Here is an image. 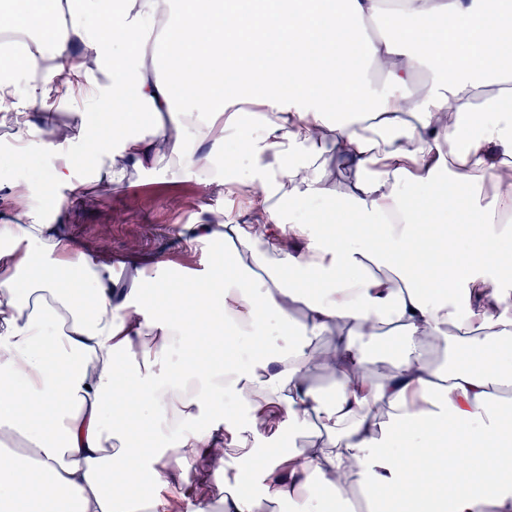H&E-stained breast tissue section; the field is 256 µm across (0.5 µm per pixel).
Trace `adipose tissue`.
<instances>
[{
  "mask_svg": "<svg viewBox=\"0 0 512 512\" xmlns=\"http://www.w3.org/2000/svg\"><path fill=\"white\" fill-rule=\"evenodd\" d=\"M58 5L0 11L32 35L22 62L0 64V123L25 134L29 107L57 93L16 86L52 50L87 106L124 113L109 182L161 153L206 170L233 139L252 172L214 184L261 222L200 221L185 246L225 245L207 280L142 268L124 292L111 263L40 211L0 225V512H211L192 466L230 447L256 466L225 470L221 512H353L359 498L369 512H512L504 0H68L62 26ZM160 15L164 42L152 44L145 21ZM377 22L385 34L367 38ZM164 44L178 50L171 72ZM88 53L105 61L106 85ZM145 106L185 118L147 127ZM301 201L326 204L349 231L287 216ZM444 209L461 210V235L438 229ZM272 316L277 341L261 333ZM220 332L250 339V358L172 364ZM386 336L396 353H372ZM314 368L331 395L310 385ZM228 391L240 418L224 410ZM134 400L148 421L129 414ZM310 423L301 448L258 445Z\"/></svg>",
  "mask_w": 512,
  "mask_h": 512,
  "instance_id": "ef3b65f1",
  "label": "adipose tissue"
}]
</instances>
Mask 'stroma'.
<instances>
[{"instance_id": "35a3bbf8", "label": "stroma", "mask_w": 512, "mask_h": 512, "mask_svg": "<svg viewBox=\"0 0 512 512\" xmlns=\"http://www.w3.org/2000/svg\"><path fill=\"white\" fill-rule=\"evenodd\" d=\"M29 113L24 139H17L11 126L0 124V224L26 223L33 208L46 218L60 217L80 246L111 259L117 280L126 279L133 262L148 258L167 261L171 274L206 275L214 246H185L180 237L184 225L197 223L208 210L249 218L244 198L224 197L202 174L179 168L166 157L144 169H129L121 184L95 181L97 165L84 156L76 139L64 140L58 152L72 156L76 180L92 181L89 199L78 201L65 190L47 195L57 154L44 146L48 127L98 133L101 120L98 112L62 93L49 107L36 105Z\"/></svg>"}]
</instances>
